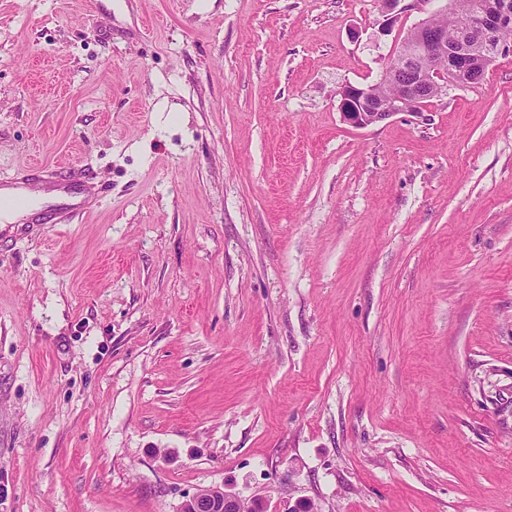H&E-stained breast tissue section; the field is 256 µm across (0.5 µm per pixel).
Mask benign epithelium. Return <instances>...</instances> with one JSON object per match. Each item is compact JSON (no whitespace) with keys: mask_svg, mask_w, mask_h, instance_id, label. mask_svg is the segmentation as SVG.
Returning a JSON list of instances; mask_svg holds the SVG:
<instances>
[{"mask_svg":"<svg viewBox=\"0 0 512 512\" xmlns=\"http://www.w3.org/2000/svg\"><path fill=\"white\" fill-rule=\"evenodd\" d=\"M421 0H383L382 31L388 32L398 15L413 9ZM512 22V0H486L475 19L458 21L454 40L423 19L415 27V36L404 40L383 71L380 82L394 87V94L382 98L373 83H348L339 90L341 119L356 129L376 126L404 112L421 113L437 95L452 88L480 83L472 60L482 57L483 68L493 65L505 53L498 31ZM182 509L190 512H253L252 505L220 486L201 489L186 497Z\"/></svg>","mask_w":512,"mask_h":512,"instance_id":"7a95c632","label":"benign epithelium"}]
</instances>
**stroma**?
<instances>
[{
	"label": "stroma",
	"mask_w": 512,
	"mask_h": 512,
	"mask_svg": "<svg viewBox=\"0 0 512 512\" xmlns=\"http://www.w3.org/2000/svg\"><path fill=\"white\" fill-rule=\"evenodd\" d=\"M381 0H0V512H512V52L425 116L338 91ZM40 171L32 173H25L18 177L12 178L10 181L0 182V188L5 186L14 188L15 199L19 202H25L28 199V194L35 188V184L40 180ZM57 187L66 197L57 205L47 209L49 211L45 215V221L49 224H71L76 218L86 213L89 192L86 189H78L74 183H60ZM81 193H87L88 197L81 201L74 200L76 195ZM181 512H253L252 505L221 486H211L187 496Z\"/></svg>",
	"instance_id": "1"
}]
</instances>
